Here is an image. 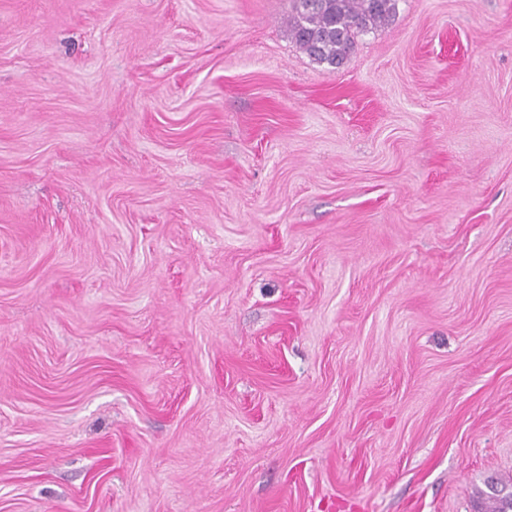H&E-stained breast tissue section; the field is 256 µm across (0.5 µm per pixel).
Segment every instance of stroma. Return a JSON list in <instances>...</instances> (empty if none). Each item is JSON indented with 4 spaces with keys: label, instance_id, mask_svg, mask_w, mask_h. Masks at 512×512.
Returning a JSON list of instances; mask_svg holds the SVG:
<instances>
[{
    "label": "stroma",
    "instance_id": "stroma-1",
    "mask_svg": "<svg viewBox=\"0 0 512 512\" xmlns=\"http://www.w3.org/2000/svg\"><path fill=\"white\" fill-rule=\"evenodd\" d=\"M0 0V512H475L512 479V0ZM397 0H291L289 32L313 61L339 67L358 36L387 22Z\"/></svg>",
    "mask_w": 512,
    "mask_h": 512
}]
</instances>
